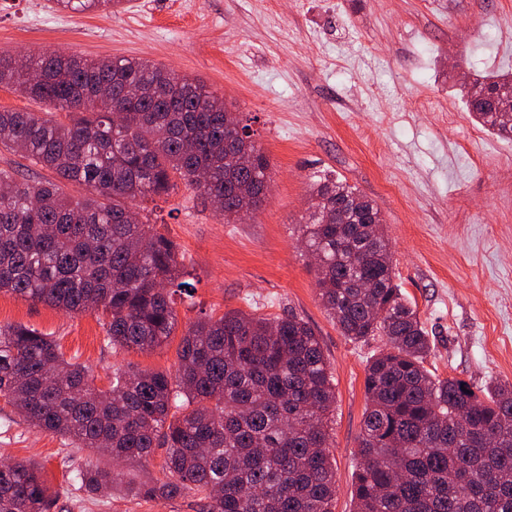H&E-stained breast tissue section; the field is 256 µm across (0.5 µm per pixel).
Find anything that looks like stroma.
<instances>
[{
    "label": "stroma",
    "mask_w": 512,
    "mask_h": 512,
    "mask_svg": "<svg viewBox=\"0 0 512 512\" xmlns=\"http://www.w3.org/2000/svg\"><path fill=\"white\" fill-rule=\"evenodd\" d=\"M57 50L144 59L197 79L243 113L270 161V192L238 224L179 186L158 198L160 233L194 276L162 347L109 343L100 311L69 314L0 293V325L53 338L108 388L130 367L175 373L198 317L241 310L295 314L332 366L334 512H353L367 363L384 347L343 336L323 308L299 243L319 176L345 180L380 209L396 281L434 350L427 369L466 382L512 384V140L470 117L461 85L512 71V0H124L120 12L72 13L52 0H0V51ZM32 460L56 493L50 512H201L199 495L144 501L126 486L165 479L164 449L142 468L23 421L0 397V459ZM114 468L123 489L89 496L87 464Z\"/></svg>",
    "instance_id": "stroma-1"
}]
</instances>
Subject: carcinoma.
<instances>
[{"label": "carcinoma", "instance_id": "cac0c4a2", "mask_svg": "<svg viewBox=\"0 0 512 512\" xmlns=\"http://www.w3.org/2000/svg\"><path fill=\"white\" fill-rule=\"evenodd\" d=\"M122 0H55L109 11ZM0 85L65 115L0 110V147L54 173L27 181L0 169V293L69 313L100 309L114 346L152 350L175 326L173 296L191 284L174 242L129 203L178 182L222 204L232 223L269 189V160L239 112L195 79L150 61L0 52ZM474 120L512 137V74L463 87ZM228 149L247 165H224ZM207 188L201 189L199 177ZM89 190L82 198L64 187ZM321 214L303 225L318 291L342 335L384 336L365 371L354 512H512V384L485 397L425 362L428 332L395 282L375 203L347 182L311 185ZM175 375L128 369L109 388L65 359L51 337L0 326V396L32 426L106 448L130 467L166 449L165 481L140 499L204 494L203 512H334L331 365L302 318L239 310L198 319ZM91 495L117 489L112 470L77 474ZM55 493L30 461H0V512H49Z\"/></svg>", "mask_w": 512, "mask_h": 512}]
</instances>
